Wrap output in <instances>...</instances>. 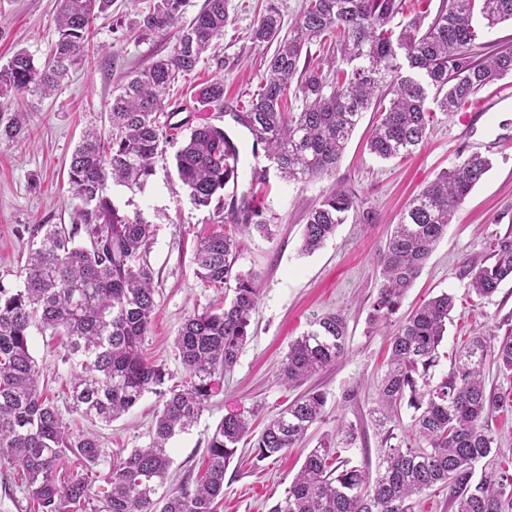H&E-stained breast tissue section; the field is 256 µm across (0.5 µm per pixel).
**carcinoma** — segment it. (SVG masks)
Listing matches in <instances>:
<instances>
[{
	"label": "carcinoma",
	"mask_w": 512,
	"mask_h": 512,
	"mask_svg": "<svg viewBox=\"0 0 512 512\" xmlns=\"http://www.w3.org/2000/svg\"><path fill=\"white\" fill-rule=\"evenodd\" d=\"M112 2L60 0L57 39L41 61L21 49L0 66V100L58 91L86 56L90 24L108 13ZM184 6L185 0H153L141 13L142 32H176L171 54L133 73L112 93L110 134L86 129L71 155L68 177L81 202L80 223L69 230L56 224L32 229L21 284L0 283V469L13 476L31 512H218L225 468L238 444L252 436L251 412L225 415L207 442L199 476L165 489L173 464L169 441L193 424L212 395L213 377L234 368L247 342L260 288L256 274L236 268L238 236L254 231L267 236L269 225L252 221L250 206L244 205L231 211V224L197 243L198 278L232 296L221 309L186 318L174 345L188 381L165 389L164 367L148 361L141 348L158 310L153 271L143 258L151 225L138 214L120 213L107 196L110 180L130 190L145 186L162 152L167 123L160 116L171 85L224 36L227 0H206L180 28ZM398 14L397 0H305L286 27L279 8L267 6L252 39L274 42L276 49L255 99L233 119L282 178L304 184L332 176L371 108L379 119L369 151L383 160L406 157L427 140L435 112H460L480 90L512 74L511 48L480 60L473 52L475 20L488 27L512 22V0H442L425 29L420 15L393 24ZM316 40L327 46L325 71L311 66L310 45ZM294 82L303 101L297 112L288 106ZM196 96L205 106L224 109V79L204 85ZM27 125L28 113L0 105V144L19 142ZM227 148L224 129L205 124L192 129L177 152L178 180L195 205L210 206L228 186ZM490 168L489 159L472 154L410 201L379 258L371 323H391L448 224ZM351 212L361 224L375 222L353 190L330 191L307 214L301 251L320 249ZM487 250L493 262L473 274L469 288L488 298L512 281V228L495 235ZM454 308V295L443 292L421 303L391 333L372 410L382 433L376 473L336 458V444L324 436L269 512H412L413 499L438 484L448 487L454 512H512V471L486 467L473 481L483 460L491 463L501 455L489 421L512 409V397L486 388L484 368L492 361L512 378V334L471 337L435 382L432 371ZM33 327L67 338L61 362L74 369L69 411L87 421L110 423L147 392L161 398L149 444L112 459L106 487L95 494L85 478L66 471L65 462L91 472L105 461L106 451L95 431L70 428L45 393L30 350ZM347 334L339 313L314 321L290 345L281 380L298 384L336 363L347 353ZM404 404L413 409L414 431V442L405 448L392 443ZM325 405L320 391L289 402L255 440L256 459L305 447Z\"/></svg>",
	"instance_id": "carcinoma-1"
}]
</instances>
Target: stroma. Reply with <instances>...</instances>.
<instances>
[{
    "instance_id": "1",
    "label": "stroma",
    "mask_w": 512,
    "mask_h": 512,
    "mask_svg": "<svg viewBox=\"0 0 512 512\" xmlns=\"http://www.w3.org/2000/svg\"><path fill=\"white\" fill-rule=\"evenodd\" d=\"M275 2L286 22L300 13L303 0H228L224 37L203 62L172 85L168 96L171 138L154 163L147 185L130 190L109 184L107 194L120 212L141 214L153 233L147 260L157 289V314L143 342L149 361L165 366L168 385L181 384L184 372L173 349L185 319L194 312L222 306L223 291L204 286L196 274V241L230 214L229 201L197 207L178 185L175 155L196 126L216 121V110L200 105L195 92L215 78L224 80V108L239 111L259 91L261 75L275 47L253 42L251 31L268 2ZM149 0H114L110 15L93 24V50L85 65L72 71L60 91L50 97L24 94L12 108L29 114V139L0 146V282L19 285L18 271L26 262L29 230L37 224L71 227L81 203L68 181L71 154L90 127L108 130L104 105L113 88L134 69H142L171 53L172 39L141 35L132 24ZM58 0H0V65L18 49L43 57L57 33ZM375 120L365 112L353 132L333 176L306 185L288 184L275 170L263 183L252 181L243 168L238 193L254 198L262 219L274 233L240 238L238 265L257 274L260 297L251 316L248 341L231 372L216 375L214 395L185 433L169 443L172 482L186 471H198L206 445L227 413L252 410L254 432L307 390L325 393L321 421L309 431V445L335 436L338 421L355 425L357 439L340 449L342 459L376 470L381 436L371 417L377 382L384 372L388 328L370 326L369 315L379 284V253L409 200L442 171L469 154H488L490 171L466 199L444 237L410 289L400 316L443 292L456 297L453 320L440 346L437 374H445L456 350L474 332L491 328L497 335L512 331V282L503 283L490 298L481 299L468 284L487 265L486 243L512 226V100L491 111L469 108L436 115L425 143L403 159L382 160L367 148ZM354 190L376 214L372 224L347 219L324 247L301 251L306 213L334 185ZM341 313L348 325V353L299 386L280 379L289 345L316 319ZM31 351L59 407H66L67 372L61 363L60 338L32 330ZM159 398L146 393L127 414L112 423H88L75 413L66 419L72 429L94 428L109 455L127 454L150 441ZM306 451L288 452L256 461L251 444H241L224 473V500L219 512H269L298 473Z\"/></svg>"
}]
</instances>
